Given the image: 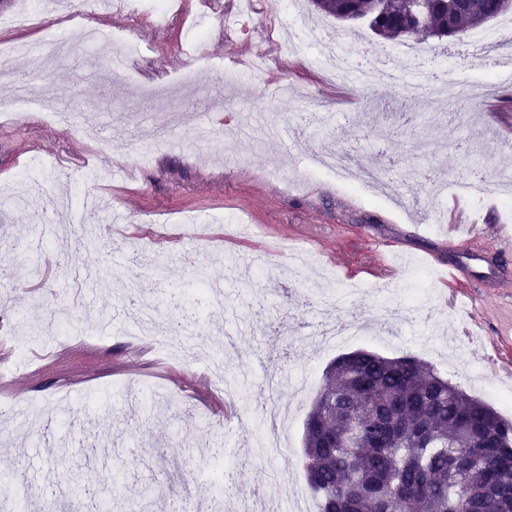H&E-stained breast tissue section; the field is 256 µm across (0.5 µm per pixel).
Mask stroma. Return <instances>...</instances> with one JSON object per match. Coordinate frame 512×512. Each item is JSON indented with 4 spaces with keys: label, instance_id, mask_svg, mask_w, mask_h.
<instances>
[{
    "label": "stroma",
    "instance_id": "stroma-1",
    "mask_svg": "<svg viewBox=\"0 0 512 512\" xmlns=\"http://www.w3.org/2000/svg\"><path fill=\"white\" fill-rule=\"evenodd\" d=\"M238 0H188L186 10L157 23L146 14L108 12L109 30L142 41L144 56L126 65L123 45L91 63L77 29L44 10L40 30L0 31V43L68 42V56L44 54L5 64L6 91L28 76L27 91L48 92L65 110L102 122L98 139L38 124L0 123V185L15 205L0 206V461L27 471L33 448L56 450V468L97 489L78 512H208L210 460L198 435L222 443L236 464L238 503L264 491L266 505L305 487L304 420L337 351L321 336L346 321L372 317L378 289L398 294L378 335L350 344L387 358L413 355L468 395L512 419V211L493 186L512 176V79L492 76L489 49L465 40L428 38L414 48L427 64L418 84L373 92L343 84L321 67L319 46L297 39L282 47L278 26L303 30L317 18L310 4L250 0L246 37L219 26ZM204 12L207 57L183 95L147 101L136 83L163 85L178 66L188 26ZM323 38L346 47L355 63L384 60L394 71L410 62L406 42L326 17ZM249 47H242V39ZM267 56V70L237 93L224 91V67ZM454 67L475 83V98L453 118L434 119L429 90L435 73ZM209 122L218 137L197 141ZM340 150L352 161L345 185L314 173L309 157ZM385 168L387 196L362 191V168ZM133 171L125 181L115 168ZM482 170L487 196L432 191L437 178L460 182ZM51 179L63 196L35 189L28 171ZM100 197L117 221L96 222V250L107 269L87 265L76 232L42 235L34 218L79 195ZM268 255L257 275L242 260ZM460 270L448 279V267ZM184 297L171 309L168 292ZM81 331L58 341L41 329L57 310ZM28 331L27 352L16 338ZM221 353L225 375L241 381L237 398L205 365L166 360L174 336ZM278 398L295 413L284 446L254 461L252 434L267 404L268 372ZM157 494L144 499V487Z\"/></svg>",
    "mask_w": 512,
    "mask_h": 512
}]
</instances>
